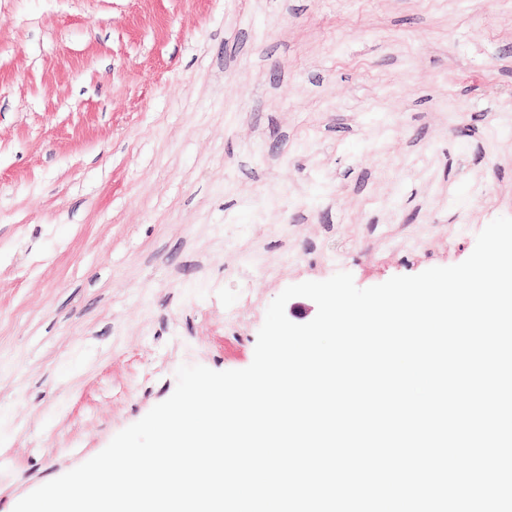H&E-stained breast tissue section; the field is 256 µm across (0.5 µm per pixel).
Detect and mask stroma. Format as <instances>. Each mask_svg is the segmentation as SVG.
I'll return each mask as SVG.
<instances>
[{"label":"stroma","mask_w":512,"mask_h":512,"mask_svg":"<svg viewBox=\"0 0 512 512\" xmlns=\"http://www.w3.org/2000/svg\"><path fill=\"white\" fill-rule=\"evenodd\" d=\"M500 216L512 0H0V512Z\"/></svg>","instance_id":"35a3bbf8"}]
</instances>
